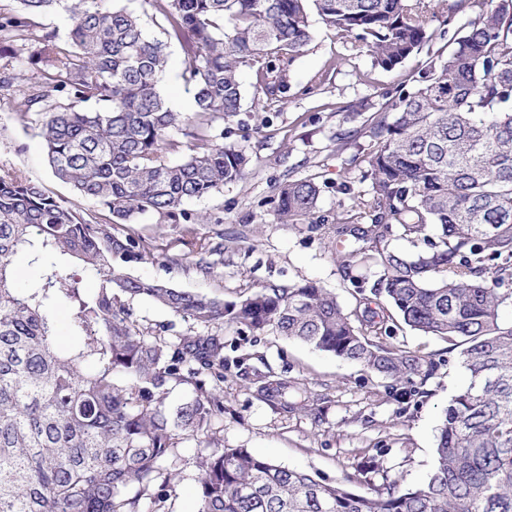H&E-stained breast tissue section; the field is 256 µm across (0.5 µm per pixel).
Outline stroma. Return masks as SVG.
<instances>
[{"label": "stroma", "instance_id": "35a3bbf8", "mask_svg": "<svg viewBox=\"0 0 512 512\" xmlns=\"http://www.w3.org/2000/svg\"><path fill=\"white\" fill-rule=\"evenodd\" d=\"M139 13L150 37L168 45L169 66L160 89L181 112L192 109L193 92L182 77V51L167 34L165 19L146 0H110ZM314 38L292 64L288 87L277 100L259 107L251 98L255 76L244 70L246 96L238 116L227 121L226 143L253 156L254 165L240 181L187 202L202 223L184 229L158 215H140L133 224H116L115 237H134L133 254H115L114 268L143 279H159L176 288L236 301L262 285H292L305 280L333 290L345 309H353L358 292L351 274L334 259L325 228L282 224L273 211L276 187L295 179L317 182L322 193L318 213L340 217L367 200L369 183L360 158L369 144L368 121L382 102L398 96L400 84L417 74L424 55H413L392 71L373 68L368 55L351 42L336 40L321 23ZM371 82H362V73ZM20 96L0 94V170L38 181L54 197L74 200L76 207L98 215L94 203L74 199L48 163L39 122L20 121ZM347 133L337 148V133ZM133 318L147 336L176 342L205 333L224 339L229 366L220 385L224 413L213 426L228 448H248L316 478L339 482L356 474L370 457L381 468L368 482L352 483L354 492L400 481H423L434 461L437 429L452 396L468 383L457 352L434 335L398 326L390 342L418 351L437 368L422 394L413 396L404 383H393L356 363L317 351L270 331L252 332L231 323L202 327L150 301L132 305ZM249 369L288 380L295 399L314 403L316 414L284 412L257 393ZM243 366V367H244ZM194 448L181 449L180 482L168 500L169 512H196Z\"/></svg>", "mask_w": 512, "mask_h": 512}]
</instances>
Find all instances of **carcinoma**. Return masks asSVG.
I'll return each instance as SVG.
<instances>
[{
  "label": "carcinoma",
  "instance_id": "carcinoma-1",
  "mask_svg": "<svg viewBox=\"0 0 512 512\" xmlns=\"http://www.w3.org/2000/svg\"><path fill=\"white\" fill-rule=\"evenodd\" d=\"M0 8V55L30 51L32 77L0 72V91L19 94L41 116L54 175L104 213L86 219L34 180L0 172V512H163L178 473L180 444L193 441L196 512H512V0H465L471 15L454 32L461 5L447 0H149L181 46L194 112L176 111L159 83L166 44L141 17L105 0H14ZM62 6L68 32L36 33L30 20ZM354 39L372 66L395 69L436 39L432 54L403 81L396 99L370 119L362 156L369 199L331 224L339 266L375 274L370 287L395 310L357 299L346 311L317 282L268 285L239 301L124 275L112 254L139 242L112 237V225L147 212L174 224H202L183 208L245 177L252 157L224 144L216 123L242 108L243 69L271 101L313 39L312 18ZM188 129L180 148L172 131ZM312 179L280 184L274 211L285 224L317 213ZM425 249L408 255L389 243L393 229ZM26 255L42 268L26 287L12 274ZM73 260L98 279L89 293ZM146 298L208 327L230 321L271 330L423 393L436 364L383 337L400 320L460 349L468 384L452 397L438 428L432 472L407 487L393 481L367 493L345 482L226 448L212 419L224 378V339L179 342L144 335L130 302ZM74 311L75 344L55 341L53 311ZM125 382L118 384L116 377ZM180 386L193 396L172 408ZM273 406L297 411L288 381L258 380Z\"/></svg>",
  "mask_w": 512,
  "mask_h": 512
}]
</instances>
